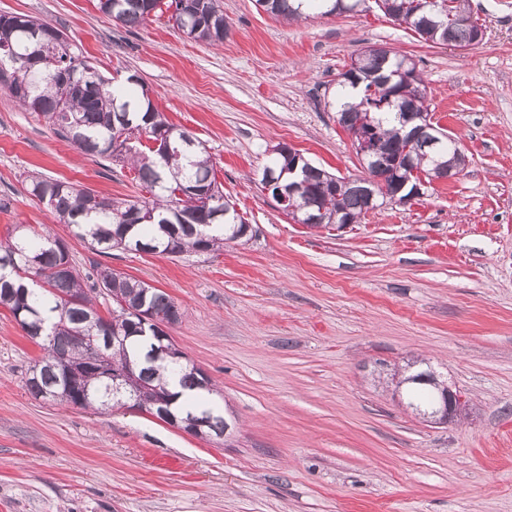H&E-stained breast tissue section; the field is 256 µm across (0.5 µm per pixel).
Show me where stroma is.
<instances>
[{"label": "stroma", "instance_id": "1", "mask_svg": "<svg viewBox=\"0 0 512 512\" xmlns=\"http://www.w3.org/2000/svg\"><path fill=\"white\" fill-rule=\"evenodd\" d=\"M221 4L229 32L209 44L165 13L128 28L97 0H0L62 29L113 82H143L250 226L207 254L92 249L28 177L142 201L134 168L85 155L0 87V238L42 227L81 275L109 267L166 292L184 313L172 344L234 424L221 442L124 406L34 399L24 378L42 352L0 308V512H512V0H471L486 35L467 50L425 43L375 0L292 22ZM374 45L415 59L468 165L357 224L293 223L260 185L270 149L360 175L331 102ZM415 361L469 417L431 425L395 400L394 367Z\"/></svg>", "mask_w": 512, "mask_h": 512}]
</instances>
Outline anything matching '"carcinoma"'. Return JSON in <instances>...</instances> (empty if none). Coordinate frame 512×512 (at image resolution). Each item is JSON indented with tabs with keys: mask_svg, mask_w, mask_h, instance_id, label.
I'll use <instances>...</instances> for the list:
<instances>
[{
	"mask_svg": "<svg viewBox=\"0 0 512 512\" xmlns=\"http://www.w3.org/2000/svg\"><path fill=\"white\" fill-rule=\"evenodd\" d=\"M266 12L286 20L354 15L364 0H267ZM380 10L414 30L427 43L467 49L475 45L478 30L469 0H436L423 8L421 0H377ZM171 12L177 28L188 22L195 39L218 43L228 27L220 0H112L108 17L127 27L144 23L151 15ZM11 70L7 90L22 106L43 117L56 132L93 157L131 155L143 188L151 200L114 201L89 188L57 178L34 175L27 192L45 204L75 236L100 253L114 248L179 256L217 250L233 241L243 225L217 184L210 157L201 143L170 124L145 90L114 84L84 57L76 54L61 29L27 15L0 14V66ZM353 72L336 82L332 106L339 122H352L359 113L372 118L375 149L368 158L369 173L354 179L338 177L296 154H278L262 171L260 183L289 194L293 205L306 208L323 224H356L387 202L412 194L417 178L403 165L413 157L426 171L456 161V173L465 170L466 155L459 142L431 122L426 87L415 62L393 49L368 46L354 57ZM438 141L437 150L417 151L419 132ZM171 138L173 153L146 154L134 150L132 137L156 134ZM384 178L376 185L369 177ZM66 244L46 232L21 228L0 241V307L19 323L24 335L51 336L39 342L44 365L25 378L36 399L81 408L105 409L120 404L112 396L106 375L132 365L138 382L127 385L123 398L151 411L166 423L198 426L204 435L224 438V412L204 395L212 386L185 360L152 356L161 342L138 339L139 319L127 308L143 307L168 323L181 321L183 312L165 292L110 268L100 270L90 288L76 268L62 274ZM112 298V319L94 317L88 292ZM128 307H123L122 303ZM68 355L81 367L66 377L54 365V354ZM178 378L182 388L195 393L181 404L166 378ZM409 404L425 411L434 405L429 385L413 383Z\"/></svg>",
	"mask_w": 512,
	"mask_h": 512,
	"instance_id": "carcinoma-1",
	"label": "carcinoma"
}]
</instances>
